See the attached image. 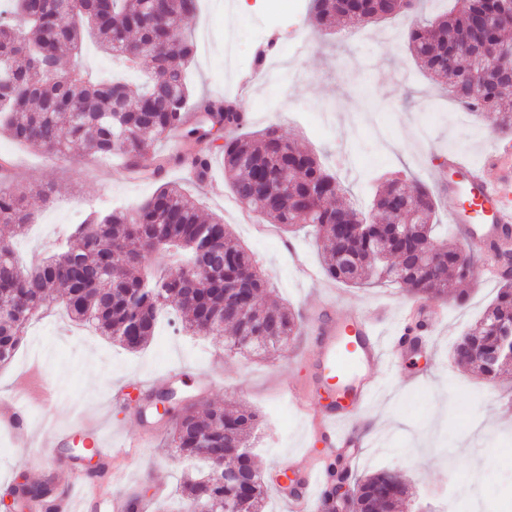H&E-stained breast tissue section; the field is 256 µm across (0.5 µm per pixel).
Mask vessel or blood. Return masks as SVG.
<instances>
[{
    "label": "vessel or blood",
    "mask_w": 512,
    "mask_h": 512,
    "mask_svg": "<svg viewBox=\"0 0 512 512\" xmlns=\"http://www.w3.org/2000/svg\"><path fill=\"white\" fill-rule=\"evenodd\" d=\"M437 186L449 196L467 194L470 206L454 209L449 215L460 241L468 248L481 251L495 244H512V144L501 142L478 162L462 153L451 152L435 173ZM311 344L307 363L317 386L328 395L321 410L309 408L307 397H300L299 407L307 416L314 434L320 435L330 454L342 455L354 462L356 451L364 447L365 432L353 427L376 393L375 376L387 368L400 374L408 350L404 336L382 338L374 326V315L365 311L348 313L338 310L335 301H327L314 309L310 327ZM0 426L22 431L27 427V409L23 396L0 403ZM81 437L94 455L111 459L113 451L106 446L99 424L85 419L69 429L49 434L46 447L68 443L71 436ZM290 468L304 470L302 482L289 491L279 490L291 512H308L314 502V491L323 487L329 472L308 468L305 459L291 460ZM74 481L70 494L51 504L49 512H76L77 501H90L91 495L79 466H72Z\"/></svg>",
    "instance_id": "vessel-or-blood-1"
}]
</instances>
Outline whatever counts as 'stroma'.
Listing matches in <instances>:
<instances>
[{
  "instance_id": "35a3bbf8",
  "label": "stroma",
  "mask_w": 512,
  "mask_h": 512,
  "mask_svg": "<svg viewBox=\"0 0 512 512\" xmlns=\"http://www.w3.org/2000/svg\"><path fill=\"white\" fill-rule=\"evenodd\" d=\"M457 2L422 0L413 18H391L364 30H335L322 38L305 17H293L294 0H280L282 17L274 25L267 18V0H257L253 10L241 13L228 0H201L198 15L184 26L199 46L190 66L191 88L198 95L224 94L225 37L243 45L237 62L243 74L251 71L258 44L273 40L271 55L281 63L278 80L257 84L240 99L251 130L277 125L286 139L306 147L336 172L347 200L363 210L375 174L399 172L408 182L428 185L431 171L448 151L478 160L493 141L503 138L490 122L452 111L444 84L423 71L405 46L403 33L412 21L433 19ZM301 37L311 47L293 55L290 47ZM321 38L325 47L313 49ZM5 153L14 159L11 184L34 192L33 221L17 236L0 224V241L12 242L27 265L45 256L73 210L132 204L155 190L153 183L130 179L120 158L105 163L81 146L58 156L0 136V155ZM45 187L53 188L52 201L41 196ZM200 199L205 213L223 217L253 253L274 296L302 316H309L325 286L341 309L389 311V318L378 323L383 336L401 329L391 313L409 301L402 288H351L326 277L317 284L304 279L299 266L320 268L313 237L247 217L231 197L222 163H215ZM461 288L465 301L451 296L439 303L445 319L433 336V354L406 358L403 369L412 376L409 382L400 384L388 372L378 373V394L357 424L369 436L356 473L383 468L399 472L426 512H443L448 488L459 484L474 505L489 495L504 502L512 499L501 470L506 452L499 443L503 437L512 439V374L491 383L453 367L448 356L450 344L493 303L499 284L470 280ZM308 342L300 334L282 351L257 356L226 352L220 336L190 337L177 330L168 335L160 329L144 349L130 352L106 337L81 335L63 308L54 307L31 325L13 361L0 366V396L36 367L57 391L49 405L29 398V431L0 430V488L23 473L30 481L47 482L53 496L64 495L72 482L70 447L49 450L44 473L29 469L26 460L37 450L41 434L85 412L100 419L113 441L133 433L151 439L135 457L109 461V468H123L125 478L116 482L105 477L104 486L115 493L135 487L138 495H156L163 512H179L177 491L188 464L168 451L166 442L188 404L200 411L221 405L255 412L260 422L255 463L264 479H272L293 455L323 448L322 443L307 442L305 416L288 392L292 384L311 388L309 370L299 361ZM180 368L193 369L207 380L173 378L163 383V390L175 393L170 414L160 415L140 403L144 382ZM463 448L468 457L489 458L485 477H474L468 457L458 455Z\"/></svg>"
}]
</instances>
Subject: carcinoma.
Returning a JSON list of instances; mask_svg holds the SVG:
<instances>
[{
    "instance_id": "1",
    "label": "carcinoma",
    "mask_w": 512,
    "mask_h": 512,
    "mask_svg": "<svg viewBox=\"0 0 512 512\" xmlns=\"http://www.w3.org/2000/svg\"><path fill=\"white\" fill-rule=\"evenodd\" d=\"M199 0H12V10L32 17L27 25L0 24V132L23 146L63 155L80 143L96 158L127 159L137 175L158 183L147 199L132 205L89 209L69 225L54 253L30 267L19 264L8 244H0V364L8 363L30 323L44 314L50 296L62 291L69 318L89 324L121 346L137 350L154 335L164 310L184 314L183 329L196 336H221L229 329L230 348L266 355L298 335L300 315L274 299L263 300L268 281L245 247L234 242L224 221H206L198 198L183 185L165 180L168 168L190 161L203 182L210 172V144L222 159L234 198L246 209L272 219L288 231L308 227L326 244L323 269L349 285L392 283L415 298L451 296L457 283L472 278L458 262L455 240H437L436 200L425 186L409 189L399 176L377 188L372 216L330 201L344 189L309 151L286 140L278 127L255 138L242 132L244 113L236 96H193L187 65L196 53L180 23L197 15ZM418 0H311L309 25L329 31L342 20L364 27L381 19L408 16ZM512 31V0H465L460 9L407 31V49L431 75L446 80L459 103H473L480 119L512 132V94L506 77L487 76L481 96L462 92L471 73L469 55L483 57L506 45ZM95 36L105 52L133 69L146 59L160 86L94 81L76 69L66 75L56 64L64 53L77 55L85 36ZM183 132V152L151 151L164 135ZM406 198L427 221L411 226L405 265L387 250L401 212L393 200ZM27 192L0 181V224L31 223ZM221 239L224 256L208 259L197 251L202 226ZM439 241L434 264L421 263L432 241ZM512 322V278L502 277L495 303L474 332L453 345L456 366L494 382L511 360L488 365L463 356L466 350L492 355L500 350L493 321ZM258 415L212 406L190 407L178 416L168 447L185 458L199 455V439L210 452L232 458L236 482L221 483L210 472L183 482L182 512H202L217 501L232 512H261L267 486L252 453ZM410 488L390 470L355 479L346 512H395Z\"/></svg>"
}]
</instances>
